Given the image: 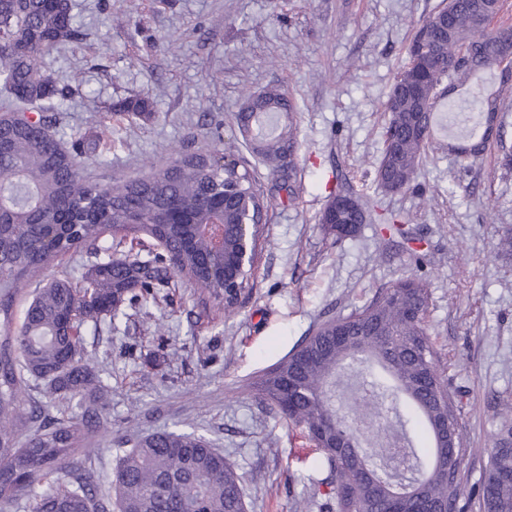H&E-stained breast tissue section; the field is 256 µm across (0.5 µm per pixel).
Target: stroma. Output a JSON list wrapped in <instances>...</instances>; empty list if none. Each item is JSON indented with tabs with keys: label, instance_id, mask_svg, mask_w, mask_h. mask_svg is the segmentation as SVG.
<instances>
[{
	"label": "stroma",
	"instance_id": "35a3bbf8",
	"mask_svg": "<svg viewBox=\"0 0 512 512\" xmlns=\"http://www.w3.org/2000/svg\"><path fill=\"white\" fill-rule=\"evenodd\" d=\"M447 0H73L80 42L52 50L45 68L79 78L62 101L66 136L109 129L82 173L108 184L145 176L177 150L224 152L268 171L232 120L246 93L283 85L298 110L301 183L267 229L251 294L234 311L201 306L172 288L150 317L122 306L112 325L85 331L106 385L103 423L80 451L110 478L119 440L181 431L207 438L239 466L248 512H331L327 486L312 489L317 455L250 383L325 319L348 315L401 277L428 284L433 348L461 402L469 483L480 487L499 406L512 400V257L496 255L512 228V171L496 147L463 160L435 127L417 193H385L374 180L383 103L420 24ZM141 98L152 113L115 117ZM349 175L375 208L356 237L336 240L319 216ZM409 218L414 243L386 235L380 218Z\"/></svg>",
	"mask_w": 512,
	"mask_h": 512
}]
</instances>
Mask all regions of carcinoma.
Wrapping results in <instances>:
<instances>
[{
    "mask_svg": "<svg viewBox=\"0 0 512 512\" xmlns=\"http://www.w3.org/2000/svg\"><path fill=\"white\" fill-rule=\"evenodd\" d=\"M500 0H448L417 29L384 102L387 121L375 169L387 193L413 188L432 147L436 113L448 112V127L469 138L483 128L485 113L499 110V93L444 101L477 72L492 70L496 47L512 44L509 27L490 31L483 20L499 13ZM72 0H0V509L30 503L31 512H246L245 492L234 461L193 433L159 432L117 448L110 490L75 452L100 425L104 406L99 371L85 361L83 330L114 319L128 302L144 314L157 305V289L178 278L233 310L224 283L213 270L224 262L234 226L252 224L257 249L271 244L264 228L281 194L295 195L297 168L287 163L297 145L293 125H277L258 139L257 152L270 170L263 185L244 163L222 153L177 152L168 164L139 179L102 185L79 171L78 159L97 153L100 137L66 146L58 102L79 93L60 84L42 66L46 47L80 41ZM417 74L415 95L402 88ZM254 112L233 114L237 129L252 128L260 115L281 119L297 111L280 84L259 92ZM180 212L186 223H174ZM319 222L336 237H354L367 223L361 204L341 214L328 208ZM209 224L224 225V247ZM151 238L161 252L141 261L122 250L127 240ZM87 251L104 255L76 281L62 273L41 279L54 263ZM39 280L17 330L16 291ZM427 288L418 277L378 289L363 306L323 321L295 349L264 372L254 389L285 421L307 432L336 512H462L469 454L462 435L455 390L442 376L428 337ZM348 361L368 378L353 400L357 419L371 414L373 397L405 400L427 431L431 447L408 445L394 460L361 447V431L343 421L331 382ZM50 395L75 402L79 416L35 425L39 407L26 405L30 382ZM448 420L456 454L437 447L432 427ZM27 428L20 439L17 427ZM479 512H512V402L491 436Z\"/></svg>",
    "mask_w": 512,
    "mask_h": 512,
    "instance_id": "1",
    "label": "carcinoma"
}]
</instances>
